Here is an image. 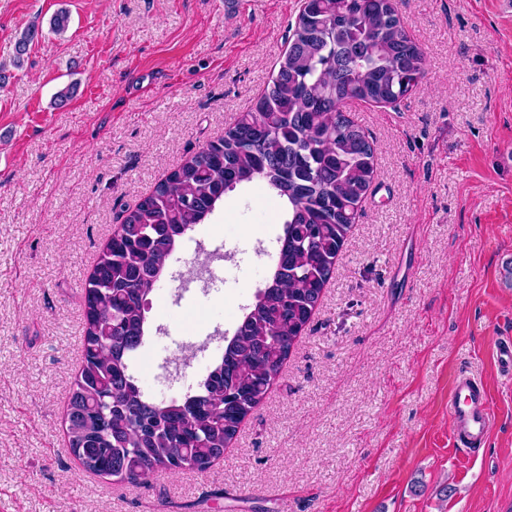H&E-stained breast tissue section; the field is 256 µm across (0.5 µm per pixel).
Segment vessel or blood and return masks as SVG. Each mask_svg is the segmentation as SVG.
Masks as SVG:
<instances>
[{"label": "vessel or blood", "instance_id": "vessel-or-blood-1", "mask_svg": "<svg viewBox=\"0 0 512 512\" xmlns=\"http://www.w3.org/2000/svg\"><path fill=\"white\" fill-rule=\"evenodd\" d=\"M489 395L467 372L457 373L448 391V414L453 420V437L466 447L480 444L488 435L491 416Z\"/></svg>", "mask_w": 512, "mask_h": 512}]
</instances>
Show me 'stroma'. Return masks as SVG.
I'll use <instances>...</instances> for the list:
<instances>
[{"label":"stroma","mask_w":512,"mask_h":512,"mask_svg":"<svg viewBox=\"0 0 512 512\" xmlns=\"http://www.w3.org/2000/svg\"><path fill=\"white\" fill-rule=\"evenodd\" d=\"M395 5L426 73L397 107H343L376 176L319 306L223 458L135 488L69 449L82 288L125 211L252 108L301 0H0V512H512V378L495 359L512 337V13ZM225 201L150 296L135 374L153 399L197 390L275 262L281 206L260 185ZM206 252L221 292L188 280ZM460 370L491 395L472 450L448 415Z\"/></svg>","instance_id":"obj_1"}]
</instances>
